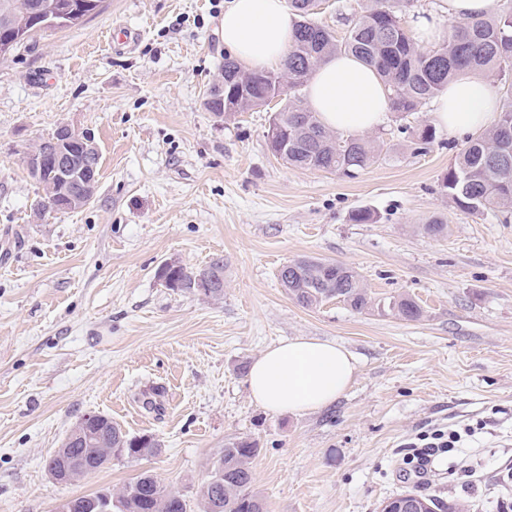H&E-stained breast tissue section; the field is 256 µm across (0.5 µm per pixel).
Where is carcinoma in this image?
<instances>
[{"label": "carcinoma", "mask_w": 512, "mask_h": 512, "mask_svg": "<svg viewBox=\"0 0 512 512\" xmlns=\"http://www.w3.org/2000/svg\"><path fill=\"white\" fill-rule=\"evenodd\" d=\"M321 0H290L296 24L294 40L278 71L246 69L230 53L224 55V90L210 91L206 110L229 117L268 105L288 95V105L274 113L279 127L268 142L273 155L285 163L307 169L336 172L355 178L375 158V145L367 137H345L323 126L301 100L300 92L311 74L331 54H351L375 68L382 79L390 111L399 120L420 111L463 72L501 79L512 75V9L482 14L450 25L448 38L422 50L401 25L398 13L411 0H369L371 5L349 25L338 39L314 20ZM102 0H0V27L12 32L11 42L0 44V58L41 30L34 19L51 14L54 27L77 25L101 7ZM409 134L415 150L425 152L435 141L429 127ZM442 189L456 207L480 212H512V92L498 119L475 134L442 180ZM206 269L218 273L210 299L224 296V259L215 258ZM201 269L180 265L158 275L165 287L197 293L195 278ZM287 295L299 305L317 307L338 299L355 311L373 307L360 275L351 267L320 258L290 262L279 270ZM394 314L417 320L420 306L410 297L388 303ZM102 437V445L91 448L82 437H72L46 459L48 472L62 471L69 461L86 465L87 473L104 468L114 458H140L158 454L160 444L150 435L132 436L108 417L91 427ZM257 443L236 438L217 451L208 479L197 490L202 512H266V503L252 487V461L259 454ZM185 495L163 486L152 474L141 473L123 491L86 495L60 505L59 512H188Z\"/></svg>", "instance_id": "1"}]
</instances>
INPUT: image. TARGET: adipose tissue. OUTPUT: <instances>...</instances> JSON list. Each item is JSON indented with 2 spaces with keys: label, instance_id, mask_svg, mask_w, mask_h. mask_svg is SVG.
Instances as JSON below:
<instances>
[{
  "label": "adipose tissue",
  "instance_id": "ef3b65f1",
  "mask_svg": "<svg viewBox=\"0 0 512 512\" xmlns=\"http://www.w3.org/2000/svg\"><path fill=\"white\" fill-rule=\"evenodd\" d=\"M294 32L284 0H228L221 20L224 46L244 65L270 68L283 63ZM309 108L329 129L367 133L389 112L376 70L344 53L330 56L307 85ZM432 119L449 137L475 133L498 117L499 99L489 82L462 74L435 99ZM354 356L331 341L286 339L252 363L247 383L252 399L270 412L295 414L324 409L351 386Z\"/></svg>",
  "mask_w": 512,
  "mask_h": 512
}]
</instances>
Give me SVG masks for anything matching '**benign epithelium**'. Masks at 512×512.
<instances>
[{
	"label": "benign epithelium",
	"mask_w": 512,
	"mask_h": 512,
	"mask_svg": "<svg viewBox=\"0 0 512 512\" xmlns=\"http://www.w3.org/2000/svg\"><path fill=\"white\" fill-rule=\"evenodd\" d=\"M74 143L78 144L77 153L72 151ZM97 156L98 150L91 136L62 124L54 135L39 141L26 152L25 164L36 181L48 185L54 205L77 209L95 194L94 161ZM76 182L84 190L82 197L72 192Z\"/></svg>",
	"instance_id": "benign-epithelium-1"
}]
</instances>
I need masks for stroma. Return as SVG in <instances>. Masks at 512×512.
<instances>
[{
	"label": "stroma",
	"mask_w": 512,
	"mask_h": 512,
	"mask_svg": "<svg viewBox=\"0 0 512 512\" xmlns=\"http://www.w3.org/2000/svg\"><path fill=\"white\" fill-rule=\"evenodd\" d=\"M226 3L103 0L0 60V512H54L145 471L199 512L197 488L236 437L260 448L253 488L267 512H378L406 491L468 512L512 500V221L442 192L466 138L439 129L419 153L390 118L356 178L285 164L267 142L281 99L224 119L204 108L223 79ZM117 25L130 43L112 45ZM64 123L92 136L98 186L43 218L23 156ZM359 209L375 221L354 223ZM433 217L443 235L423 234ZM216 256L220 300L157 276L167 260ZM307 257L352 267L373 300L412 297L421 318L298 305L278 271ZM295 337L351 352L355 381L317 412L264 411L244 369ZM90 413L155 436L160 453L55 483L45 461ZM468 424L482 428L478 491L444 465L430 484L407 475L405 440Z\"/></svg>",
	"instance_id": "1"
}]
</instances>
